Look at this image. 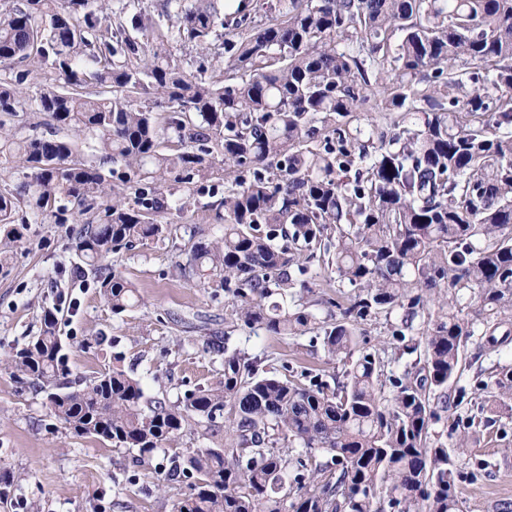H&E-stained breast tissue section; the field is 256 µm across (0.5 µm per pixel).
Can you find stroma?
Here are the masks:
<instances>
[{
    "mask_svg": "<svg viewBox=\"0 0 512 512\" xmlns=\"http://www.w3.org/2000/svg\"><path fill=\"white\" fill-rule=\"evenodd\" d=\"M215 198L191 195L182 212L168 217L161 239L109 255L111 271L131 281L138 305L113 314L102 301L95 275L74 281L80 259L75 236L82 217L66 224H32L26 243L0 270V359H9L38 335L45 310L58 313V331L77 374L120 369L140 380L146 398L176 401L185 390L217 380V366L203 338L230 329L233 306L223 289L181 277L176 262L192 243L224 232ZM235 346L265 353L295 367L333 374L336 361L313 352L307 338L235 332ZM198 426H187L174 447L158 449L144 465L137 452L109 441L76 437L50 414L33 386L0 368V473L17 482L0 512H171L187 487L158 484V469L173 454L203 447ZM464 463H488V476L459 483L461 512H489L497 500L512 501V415L483 430Z\"/></svg>",
    "mask_w": 512,
    "mask_h": 512,
    "instance_id": "obj_1",
    "label": "stroma"
}]
</instances>
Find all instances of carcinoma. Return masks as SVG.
Returning a JSON list of instances; mask_svg holds the SVG:
<instances>
[{
  "label": "carcinoma",
  "mask_w": 512,
  "mask_h": 512,
  "mask_svg": "<svg viewBox=\"0 0 512 512\" xmlns=\"http://www.w3.org/2000/svg\"><path fill=\"white\" fill-rule=\"evenodd\" d=\"M136 2L0 9V159L19 174L0 189V268L26 225L92 213L75 247L120 315L136 290L104 261L163 237L188 202L169 181L191 184L222 194L224 235L192 246L180 273L224 289L240 326L308 336L343 371L277 367L227 331L203 341L215 384L146 402L118 369L60 381L55 308L7 366L67 432L140 461L190 421L212 436L224 419V446L159 471L189 482L174 512H459L475 419L453 417L451 448L432 426L463 402L469 340L512 346V0H161L155 14ZM179 41L193 64L172 57ZM38 70L52 82L30 91ZM149 88L160 113L142 104ZM24 112L48 133L22 135ZM74 133L94 140L91 160H74ZM332 275L342 299L321 317L310 297ZM380 319L393 361L411 359L400 374L360 344ZM472 383L490 427L512 374Z\"/></svg>",
  "instance_id": "cac0c4a2"
}]
</instances>
